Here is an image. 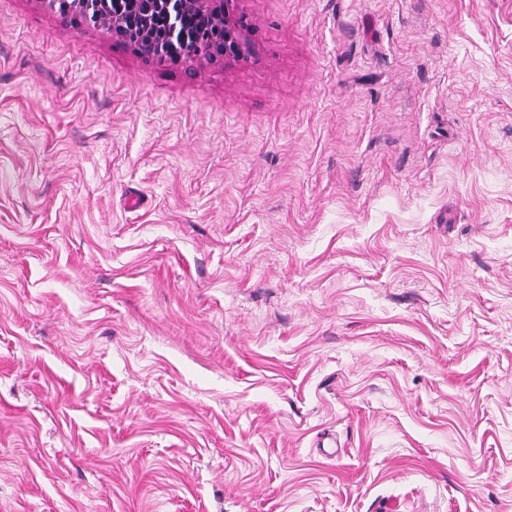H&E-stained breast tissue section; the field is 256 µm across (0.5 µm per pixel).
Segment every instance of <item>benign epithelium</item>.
<instances>
[{
    "mask_svg": "<svg viewBox=\"0 0 512 512\" xmlns=\"http://www.w3.org/2000/svg\"><path fill=\"white\" fill-rule=\"evenodd\" d=\"M231 0H136V27H127L126 14L122 5L110 4V0H72V7L60 13L62 21L68 23L72 15L81 14L89 19L105 21L113 37L130 41L144 58L161 56L162 48L150 33L152 16L161 12L168 20L166 41L171 46H180L184 53L201 61L212 62L221 55L243 54L245 42L241 38L243 18L234 15L228 8ZM185 12H193L199 18L216 23L224 29V47L215 45L204 49L188 46V37L179 29V21Z\"/></svg>",
    "mask_w": 512,
    "mask_h": 512,
    "instance_id": "7a95c632",
    "label": "benign epithelium"
}]
</instances>
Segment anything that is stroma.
I'll use <instances>...</instances> for the list:
<instances>
[{
    "label": "stroma",
    "mask_w": 512,
    "mask_h": 512,
    "mask_svg": "<svg viewBox=\"0 0 512 512\" xmlns=\"http://www.w3.org/2000/svg\"><path fill=\"white\" fill-rule=\"evenodd\" d=\"M233 7L0 0V512H512V0ZM72 7L65 12H59L63 22H71L73 14L87 16L94 22H105L114 38L129 41L137 47L138 53L144 58H156L163 53L159 45L149 32L151 19L154 14L162 12L168 20L166 41L171 46H180V50L200 61L212 62L219 56L243 54L246 43L241 38L244 28L242 17H237L228 8L231 0H136L134 15L136 27H127L126 14L121 10L122 5L111 7L109 0H73ZM193 12L202 20L216 23L224 27V50L215 45L204 49L186 47L189 40L185 32L179 29V21L184 12ZM195 14L186 13L182 18L183 27L196 33V40L191 44L200 46L209 45L206 35L211 34L212 27L206 25ZM106 18V20H103Z\"/></svg>",
    "instance_id": "obj_1"
}]
</instances>
